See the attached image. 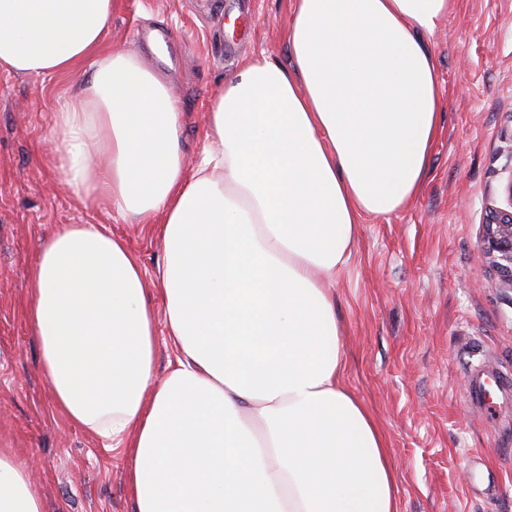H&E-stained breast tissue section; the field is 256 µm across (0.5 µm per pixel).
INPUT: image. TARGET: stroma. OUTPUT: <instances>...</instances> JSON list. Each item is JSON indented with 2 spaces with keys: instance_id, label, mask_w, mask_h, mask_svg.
Returning <instances> with one entry per match:
<instances>
[{
  "instance_id": "35a3bbf8",
  "label": "stroma",
  "mask_w": 512,
  "mask_h": 512,
  "mask_svg": "<svg viewBox=\"0 0 512 512\" xmlns=\"http://www.w3.org/2000/svg\"><path fill=\"white\" fill-rule=\"evenodd\" d=\"M291 0H112L104 50L147 48L168 28L162 68L194 162L211 98L248 57L288 65ZM443 128L416 201L363 218L333 286L346 383L371 413L396 471L398 512H512V386L487 422L466 402L470 364L512 374V290L482 251L485 211L512 180V0H461L427 36ZM79 73L0 72V448L27 463L42 512H133L129 459L57 410L26 288L59 224H111L146 269L156 223L112 222L61 188L47 134Z\"/></svg>"
}]
</instances>
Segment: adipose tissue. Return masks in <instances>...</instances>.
Instances as JSON below:
<instances>
[{"mask_svg":"<svg viewBox=\"0 0 512 512\" xmlns=\"http://www.w3.org/2000/svg\"><path fill=\"white\" fill-rule=\"evenodd\" d=\"M458 4L292 0L291 67L243 60L190 168L168 76L101 50L112 0H0V70L92 69L56 105L64 188L129 224L163 218L153 271L108 225L62 224L27 280L55 405L126 453L133 512H397L331 287L362 219L420 193L443 122L424 38ZM0 512H41L7 448ZM174 356V348L167 336H164V324H157L155 361L159 378H163L168 369V362Z\"/></svg>","mask_w":512,"mask_h":512,"instance_id":"adipose-tissue-1","label":"adipose tissue"}]
</instances>
